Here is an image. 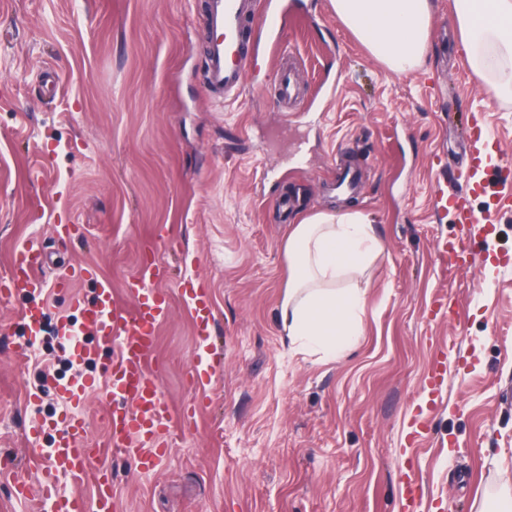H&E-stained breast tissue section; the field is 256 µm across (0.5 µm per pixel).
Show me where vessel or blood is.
Listing matches in <instances>:
<instances>
[{
    "mask_svg": "<svg viewBox=\"0 0 512 512\" xmlns=\"http://www.w3.org/2000/svg\"><path fill=\"white\" fill-rule=\"evenodd\" d=\"M206 21L211 34L206 56L208 85L210 89L228 95L238 94L243 85L242 62L248 51L244 37L246 26H253L258 31H275L281 25L280 17L271 9L268 0H209ZM486 138V132H477L468 168L469 180L479 189L490 185L483 160ZM437 204L455 210L463 228L484 232L490 229L481 215L469 209L463 196L442 194ZM469 257L468 240L464 237L443 243L437 251V259L446 269ZM45 263V254L37 239H29L19 246L13 254L9 275L0 279V298L18 294L40 297L46 287ZM159 275L160 265L155 254H146L138 274L128 285V301L124 304L117 299L111 284L99 279L92 266H71L58 282L62 288L72 280L92 279L97 283L94 304H86L77 296L72 299L85 328L96 336V346L72 341L70 326L65 322L59 327V338L70 358L78 363L95 358L99 349L113 351V362L104 373L112 395V403L106 412L110 445L133 460L144 473L151 471L165 456L164 437L174 422L191 424L202 407L197 401L186 406L181 416H174L161 389L160 364L155 357V348L158 328L168 315L169 299L164 291L151 286ZM178 288L197 326L199 349L191 374L192 382L196 383L210 379L215 370L209 344L210 326L215 319L214 306L197 282L185 279ZM42 317L38 307L24 311L28 340L18 346L19 354L25 356L31 351L41 333ZM93 385V380L81 376L59 385L58 392L65 408L60 421L54 424L58 437L52 447L33 450V462L44 466L40 493L46 512H115L112 473L101 460L98 449L82 445L87 433L83 407L86 394ZM64 479L75 483L92 481V497L62 490L59 483Z\"/></svg>",
    "mask_w": 512,
    "mask_h": 512,
    "instance_id": "b4317fda",
    "label": "vessel or blood"
}]
</instances>
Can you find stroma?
<instances>
[{
	"instance_id": "35a3bbf8",
	"label": "stroma",
	"mask_w": 512,
	"mask_h": 512,
	"mask_svg": "<svg viewBox=\"0 0 512 512\" xmlns=\"http://www.w3.org/2000/svg\"><path fill=\"white\" fill-rule=\"evenodd\" d=\"M277 33L257 47L234 100L205 75V0H0V273L37 236L49 254L44 322L75 317L57 287L90 264L119 299L158 243L170 296L158 329L162 388L174 427L148 473L113 454L103 349L84 413L86 447L112 468L116 512H502L512 487V188L468 196L494 225L474 263L439 266V242L461 234L436 206L437 172L455 182L471 159L465 132L482 123L512 155V94L473 80L454 0H434L425 64L396 75L336 19L330 0H272ZM292 69L296 99L276 97ZM57 91L46 94L45 71ZM364 213L383 245L365 271L362 334L338 359L293 354L277 315L288 281L284 243L318 213ZM83 236L59 242L54 227ZM196 279L215 308L216 372L188 383L199 339L178 283ZM27 298L0 303V512H43L26 427L60 418L55 384L68 355L51 336L19 358ZM448 367L436 399L434 363ZM38 400H29L32 387ZM31 487L13 495V480Z\"/></svg>"
}]
</instances>
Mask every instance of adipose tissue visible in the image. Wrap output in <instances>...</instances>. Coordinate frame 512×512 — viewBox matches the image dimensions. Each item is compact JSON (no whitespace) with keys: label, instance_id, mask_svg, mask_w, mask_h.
<instances>
[{"label":"adipose tissue","instance_id":"adipose-tissue-1","mask_svg":"<svg viewBox=\"0 0 512 512\" xmlns=\"http://www.w3.org/2000/svg\"><path fill=\"white\" fill-rule=\"evenodd\" d=\"M331 7L388 71L406 75L425 62L432 0H331ZM454 21L475 79L494 97L512 91V0H455ZM380 251L371 222L358 211L320 213L293 225L278 316L293 350L319 347L337 356L358 335L364 292L353 277Z\"/></svg>","mask_w":512,"mask_h":512}]
</instances>
